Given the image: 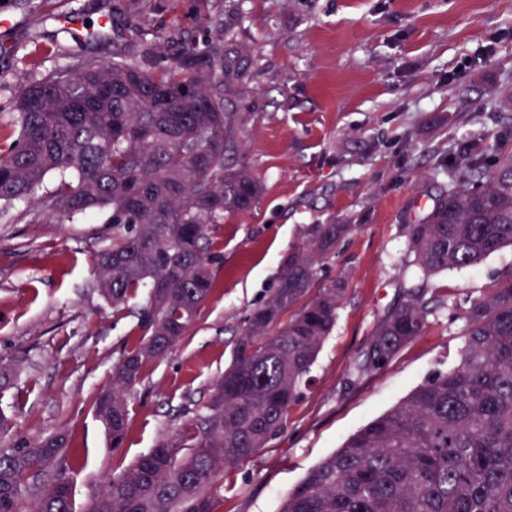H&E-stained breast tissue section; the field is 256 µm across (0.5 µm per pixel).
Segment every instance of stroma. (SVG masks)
Instances as JSON below:
<instances>
[{"label":"stroma","instance_id":"35a3bbf8","mask_svg":"<svg viewBox=\"0 0 512 512\" xmlns=\"http://www.w3.org/2000/svg\"><path fill=\"white\" fill-rule=\"evenodd\" d=\"M0 126L16 114L19 78L122 53L169 61L188 44L221 39L242 68L241 154L259 180L250 212L220 224L215 285L185 336L149 365L131 393L122 448L109 447L89 408L125 345L132 309L99 295L97 259L112 242L102 214L43 217L36 204H0V357H19L15 434L65 431L86 459L77 506L202 412L248 314L272 295L281 262L314 224L353 233L322 268L347 292L303 398L268 448L225 471L217 512H279L319 462L435 373L458 362L466 302L512 272V246L434 275L438 308L420 336L381 369L351 367L380 317L403 298L405 226L438 188L436 168L476 134L512 147V0H0ZM91 30L78 43L55 16ZM137 22L140 37L131 36Z\"/></svg>","mask_w":512,"mask_h":512}]
</instances>
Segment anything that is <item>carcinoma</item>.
I'll return each mask as SVG.
<instances>
[{"mask_svg":"<svg viewBox=\"0 0 512 512\" xmlns=\"http://www.w3.org/2000/svg\"><path fill=\"white\" fill-rule=\"evenodd\" d=\"M228 61L215 45L184 48L144 66L122 54L59 66L21 80L14 124L0 128V202L37 197L54 215L108 213L112 243L98 257V290L117 308L147 289L141 337L112 365L91 408L112 448L124 445L131 390L145 368L185 334L214 288L224 214L250 210L260 182L240 157L244 115L227 94ZM55 189L37 196L45 178ZM447 185L406 225L405 300L375 326L353 365L380 369L421 335L433 275L470 267L512 246V148L476 136L443 170ZM352 224H315L282 263L271 297L254 308L205 413L158 443L76 508L72 481L40 487L31 512H215L224 469L269 446L336 326L347 291L338 278L315 289ZM455 367L433 375L351 435L282 501L279 512H512V274L464 308ZM20 362L0 358V398ZM0 408V512H23V492L55 463L75 475L63 431L11 434Z\"/></svg>","mask_w":512,"mask_h":512,"instance_id":"cac0c4a2","label":"carcinoma"}]
</instances>
